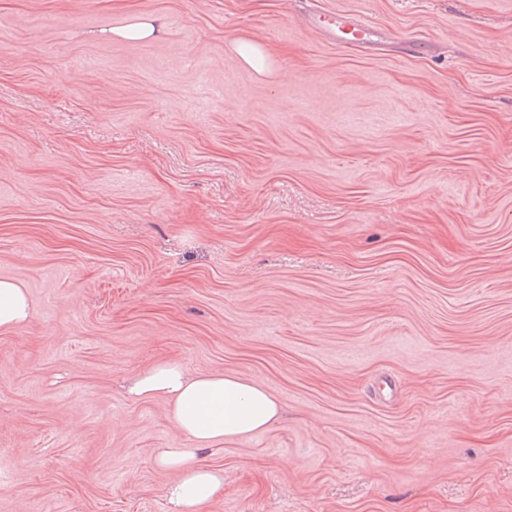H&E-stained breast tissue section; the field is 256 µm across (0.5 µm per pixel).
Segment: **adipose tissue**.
<instances>
[{"instance_id": "ef3b65f1", "label": "adipose tissue", "mask_w": 512, "mask_h": 512, "mask_svg": "<svg viewBox=\"0 0 512 512\" xmlns=\"http://www.w3.org/2000/svg\"><path fill=\"white\" fill-rule=\"evenodd\" d=\"M32 307L26 291L0 280V331L26 322ZM138 397H161L172 406V418L183 448L158 449L162 468L178 472L170 489L173 512H198L224 489V471L195 462L198 452L224 440L266 430L279 416V405L264 388L222 374L189 375L181 363L154 365L134 382Z\"/></svg>"}]
</instances>
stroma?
Masks as SVG:
<instances>
[{"label":"stroma","instance_id":"obj_1","mask_svg":"<svg viewBox=\"0 0 512 512\" xmlns=\"http://www.w3.org/2000/svg\"><path fill=\"white\" fill-rule=\"evenodd\" d=\"M0 279V512H172L170 361L201 512H512V0H0ZM32 307L24 288L10 280H0V331H8L26 322ZM136 397H161L172 406V418L190 448H159L155 459L179 473L170 489L174 512H197L224 490L221 467L195 463L198 452L225 439L264 431L279 416V405L264 388L224 374L191 376L179 362L156 364L134 382Z\"/></svg>","mask_w":512,"mask_h":512}]
</instances>
